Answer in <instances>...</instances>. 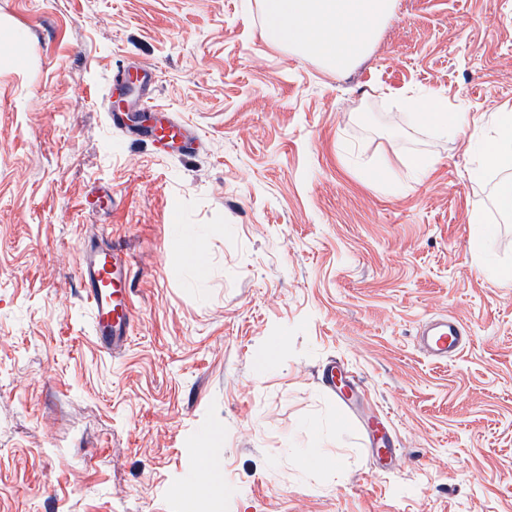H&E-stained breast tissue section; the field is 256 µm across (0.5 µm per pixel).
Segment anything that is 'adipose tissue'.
Instances as JSON below:
<instances>
[{"instance_id":"obj_1","label":"adipose tissue","mask_w":512,"mask_h":512,"mask_svg":"<svg viewBox=\"0 0 512 512\" xmlns=\"http://www.w3.org/2000/svg\"><path fill=\"white\" fill-rule=\"evenodd\" d=\"M395 0H262V24L268 39L343 72L373 47L393 15ZM413 124L445 135L462 130V113L448 111L438 97L423 94L403 100ZM480 154L474 177L502 172L495 204L503 218L512 217V110L494 112L489 125L471 135Z\"/></svg>"}]
</instances>
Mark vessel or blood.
<instances>
[{
  "instance_id": "1",
  "label": "vessel or blood",
  "mask_w": 512,
  "mask_h": 512,
  "mask_svg": "<svg viewBox=\"0 0 512 512\" xmlns=\"http://www.w3.org/2000/svg\"><path fill=\"white\" fill-rule=\"evenodd\" d=\"M150 134L156 148L164 154L190 155L197 142L184 124L173 119H160L151 127ZM130 269L129 254L121 247L92 239L83 248L79 277L90 306L93 334L100 347L112 355L125 349L132 328ZM463 332L464 327L456 317L432 318L419 326L417 342L428 356L446 360L462 350ZM322 383L343 399L357 386L355 378L345 376L333 364L324 368Z\"/></svg>"
}]
</instances>
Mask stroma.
I'll return each instance as SVG.
<instances>
[{
  "label": "stroma",
  "instance_id": "1",
  "mask_svg": "<svg viewBox=\"0 0 512 512\" xmlns=\"http://www.w3.org/2000/svg\"><path fill=\"white\" fill-rule=\"evenodd\" d=\"M260 15L0 0V512H186L201 448L220 512H512V220L468 132L397 102L512 109V0H396L341 73ZM147 70L139 102L197 131L193 156L109 123L113 77ZM415 157L436 161L421 181ZM94 235L132 259L117 357L79 279ZM442 315L470 338L449 361L415 341ZM332 361L363 383L353 413L318 381ZM382 412L390 462L363 431ZM311 448L331 470L302 466ZM402 105L413 124L434 128L444 135H456L465 124L462 113L448 112L447 107L433 94L407 98L402 101Z\"/></svg>",
  "mask_w": 512,
  "mask_h": 512
}]
</instances>
